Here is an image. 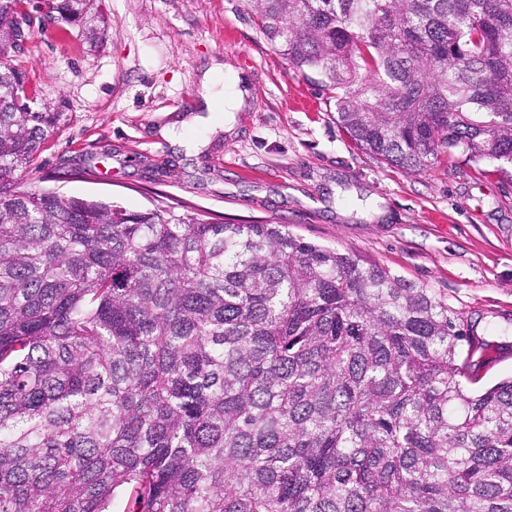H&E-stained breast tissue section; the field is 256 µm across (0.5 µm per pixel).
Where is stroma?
Listing matches in <instances>:
<instances>
[{"label": "stroma", "mask_w": 512, "mask_h": 512, "mask_svg": "<svg viewBox=\"0 0 512 512\" xmlns=\"http://www.w3.org/2000/svg\"><path fill=\"white\" fill-rule=\"evenodd\" d=\"M105 5L100 47L47 16L26 45L38 101L64 117L23 185L132 211L164 201L287 225L429 288L457 323L512 352V182L459 156L413 172L357 147L244 0ZM214 60L241 78L244 104L184 129ZM82 166L88 174L70 176Z\"/></svg>", "instance_id": "35a3bbf8"}]
</instances>
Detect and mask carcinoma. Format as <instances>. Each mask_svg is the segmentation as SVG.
<instances>
[{"instance_id":"1","label":"carcinoma","mask_w":512,"mask_h":512,"mask_svg":"<svg viewBox=\"0 0 512 512\" xmlns=\"http://www.w3.org/2000/svg\"><path fill=\"white\" fill-rule=\"evenodd\" d=\"M337 122L416 171L512 180V0H245ZM97 46L99 0H0V512H512V379L448 303L284 224L19 180L63 113L12 18Z\"/></svg>"}]
</instances>
